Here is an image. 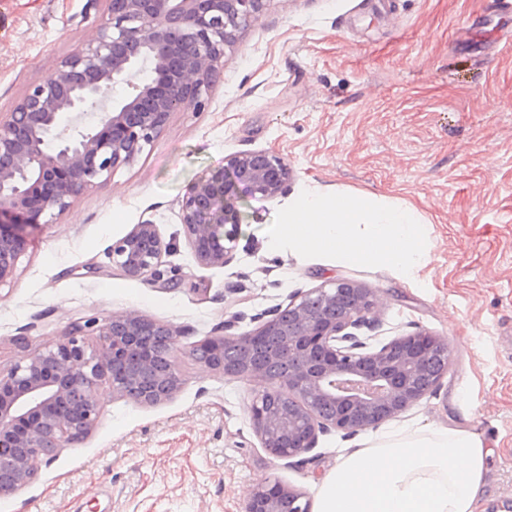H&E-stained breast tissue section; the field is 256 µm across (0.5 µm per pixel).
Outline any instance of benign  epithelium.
I'll return each instance as SVG.
<instances>
[{"mask_svg": "<svg viewBox=\"0 0 512 512\" xmlns=\"http://www.w3.org/2000/svg\"><path fill=\"white\" fill-rule=\"evenodd\" d=\"M107 19L79 51L57 62L12 111L0 115V283L10 278L26 228L64 212L103 176L132 164L174 112L201 107L224 50L268 0H106ZM145 75L134 81L135 75ZM126 86L112 100L109 86ZM101 110L97 124H62ZM290 168L272 151L231 154L189 184L181 224L196 261L223 267L240 237L237 195L273 199ZM170 252L157 225H136L109 248L131 279L158 275ZM378 297L348 279L291 296L253 330L245 316L192 351L209 372L260 390L247 407L252 431L278 460L313 450L331 429L375 428L433 393L448 374V341L418 330L380 340ZM96 336L98 345H86ZM177 331L134 311L93 317L53 347L26 354L0 377V496L27 486L55 451L90 433L101 389L144 406L174 398L182 380ZM303 495L279 482L252 490L245 512H310Z\"/></svg>", "mask_w": 512, "mask_h": 512, "instance_id": "obj_1", "label": "benign epithelium"}]
</instances>
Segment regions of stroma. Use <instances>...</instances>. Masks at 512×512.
<instances>
[{"label":"stroma","mask_w":512,"mask_h":512,"mask_svg":"<svg viewBox=\"0 0 512 512\" xmlns=\"http://www.w3.org/2000/svg\"><path fill=\"white\" fill-rule=\"evenodd\" d=\"M490 0H268L226 49L201 109L172 113L152 146L69 210L28 230L0 284V373L91 317L134 310L176 327L183 379L173 399L141 406L102 390L95 428L0 498V512H244L257 480L314 499L358 443L332 432L284 462L261 448L247 406L257 388L205 371L191 355L224 322L287 304L335 279L372 288L381 336L423 329L447 339L436 393L378 433L460 427L494 454L480 512H512V37L483 59L460 29ZM105 0H9L0 12V113L56 61L92 39ZM270 150L291 169L283 195L242 198L230 263L196 262L183 234L188 184L227 155ZM372 194L415 208L429 262L406 279L267 247L302 194ZM173 249L160 277L130 279L108 250L143 222Z\"/></svg>","instance_id":"stroma-1"}]
</instances>
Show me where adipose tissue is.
Wrapping results in <instances>:
<instances>
[{
  "label": "adipose tissue",
  "instance_id": "obj_1",
  "mask_svg": "<svg viewBox=\"0 0 512 512\" xmlns=\"http://www.w3.org/2000/svg\"><path fill=\"white\" fill-rule=\"evenodd\" d=\"M275 252L376 263L415 278L429 253L419 214L370 196L302 195L275 225ZM492 451L461 428L397 430L348 449L319 483L314 512H477Z\"/></svg>",
  "mask_w": 512,
  "mask_h": 512
}]
</instances>
